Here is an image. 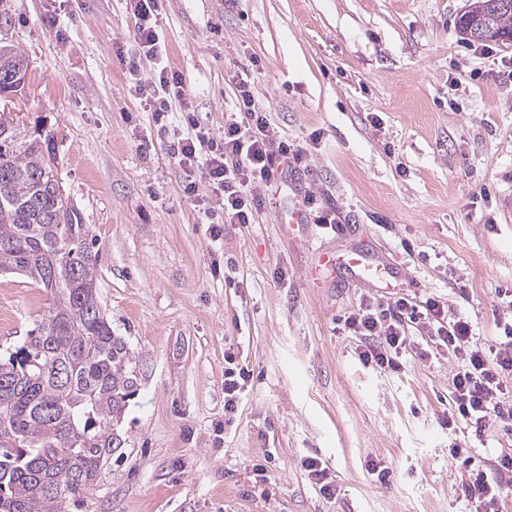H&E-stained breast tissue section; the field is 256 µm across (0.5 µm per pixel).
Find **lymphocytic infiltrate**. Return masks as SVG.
<instances>
[{"instance_id": "f902f5d3", "label": "lymphocytic infiltrate", "mask_w": 512, "mask_h": 512, "mask_svg": "<svg viewBox=\"0 0 512 512\" xmlns=\"http://www.w3.org/2000/svg\"><path fill=\"white\" fill-rule=\"evenodd\" d=\"M161 0H126L136 19L131 45L118 51V58L145 57L161 60L166 45L158 28ZM137 95L149 103L156 123H164L173 101L188 102L189 92L181 75L168 69L155 71L149 82L135 81ZM237 109L244 122L225 124L223 133L196 127L194 133L176 137L172 157L185 176V188L194 191L197 179H205L223 206L228 224L251 223L266 201L268 188L283 180L285 161L302 162L304 152L280 138L259 108L250 81L236 79ZM342 330L356 342L362 363L398 369L410 343L412 327L429 328V347L454 357L457 370L452 377L453 407L448 427H470L484 431L491 415L512 409L500 407L502 397L512 391V320L500 321L499 341L491 346L477 344L471 322L449 313L444 302L429 297L418 301L400 296L389 301L365 300L341 320ZM253 372L234 353L224 355V412L234 414ZM475 512H501L505 487L501 479L485 471L472 473L465 485Z\"/></svg>"}]
</instances>
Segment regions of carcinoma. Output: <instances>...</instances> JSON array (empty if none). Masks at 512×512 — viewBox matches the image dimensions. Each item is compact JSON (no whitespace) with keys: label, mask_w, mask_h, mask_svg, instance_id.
Masks as SVG:
<instances>
[{"label":"carcinoma","mask_w":512,"mask_h":512,"mask_svg":"<svg viewBox=\"0 0 512 512\" xmlns=\"http://www.w3.org/2000/svg\"><path fill=\"white\" fill-rule=\"evenodd\" d=\"M512 43V9L474 21ZM28 58L0 34V272L50 293L27 340L0 355V512H69L104 478L143 369L102 308L97 258L79 210L56 197L55 135L12 116Z\"/></svg>","instance_id":"carcinoma-1"}]
</instances>
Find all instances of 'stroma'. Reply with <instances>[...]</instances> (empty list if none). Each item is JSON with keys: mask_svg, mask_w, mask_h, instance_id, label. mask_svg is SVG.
Instances as JSON below:
<instances>
[{"mask_svg": "<svg viewBox=\"0 0 512 512\" xmlns=\"http://www.w3.org/2000/svg\"><path fill=\"white\" fill-rule=\"evenodd\" d=\"M467 0H163L168 65L191 111L162 131L116 56L125 0H0L31 82L14 118L53 129L58 176L98 255L103 308L143 365L122 455L70 512H470L471 470L512 454V420L449 431L455 361L364 366L337 320L366 298L433 297L498 334L512 289V45L464 40ZM246 73L271 126L304 147L274 203L212 238L170 153L173 131L240 119ZM343 230L319 228L311 208ZM361 248L396 269L388 288L343 268L315 287L316 249ZM50 295L0 274V354ZM249 365L224 414V354ZM468 444L467 458L452 445ZM327 467L323 497L303 467ZM381 461L386 478L367 470ZM265 463L264 475L254 466ZM303 466L308 471V476L318 485L319 492L326 498L336 496L338 486L335 480L328 476L327 467H323V462L317 457H308Z\"/></svg>", "mask_w": 512, "mask_h": 512, "instance_id": "35a3bbf8", "label": "stroma"}]
</instances>
